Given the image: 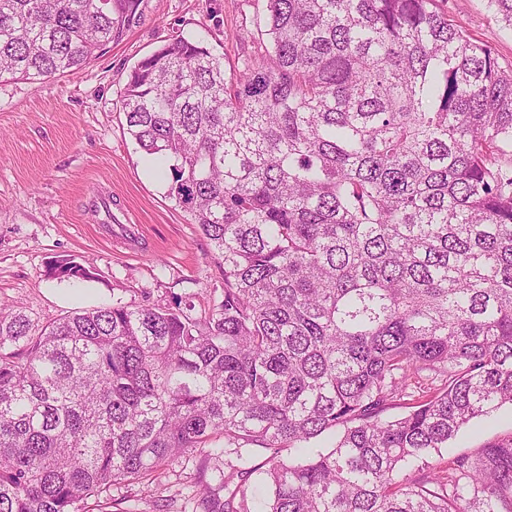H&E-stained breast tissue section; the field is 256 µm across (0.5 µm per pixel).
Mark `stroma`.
I'll use <instances>...</instances> for the list:
<instances>
[{
    "mask_svg": "<svg viewBox=\"0 0 512 512\" xmlns=\"http://www.w3.org/2000/svg\"><path fill=\"white\" fill-rule=\"evenodd\" d=\"M449 19L512 67V27L487 0H438ZM141 18L86 67L42 83L0 81V307L42 329L82 308L218 303L224 275L208 240L167 196V176L130 138L126 75L162 41L203 40L223 56L266 55L265 0H142ZM93 279L51 276L58 259ZM512 433V406L473 420L452 444L469 453Z\"/></svg>",
    "mask_w": 512,
    "mask_h": 512,
    "instance_id": "1",
    "label": "stroma"
}]
</instances>
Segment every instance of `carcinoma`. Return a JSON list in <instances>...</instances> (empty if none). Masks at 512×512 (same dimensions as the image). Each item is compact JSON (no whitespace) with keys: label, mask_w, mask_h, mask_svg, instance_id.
Instances as JSON below:
<instances>
[{"label":"carcinoma","mask_w":512,"mask_h":512,"mask_svg":"<svg viewBox=\"0 0 512 512\" xmlns=\"http://www.w3.org/2000/svg\"><path fill=\"white\" fill-rule=\"evenodd\" d=\"M435 2L266 0L267 63L229 77L182 36L134 65L127 133L224 296L37 334L1 310L0 512H134L112 499L133 483L166 509L153 481L195 452L191 512H512V436L427 461L512 405V69ZM488 4L512 26V0ZM140 5L0 0V79L86 66Z\"/></svg>","instance_id":"1"}]
</instances>
